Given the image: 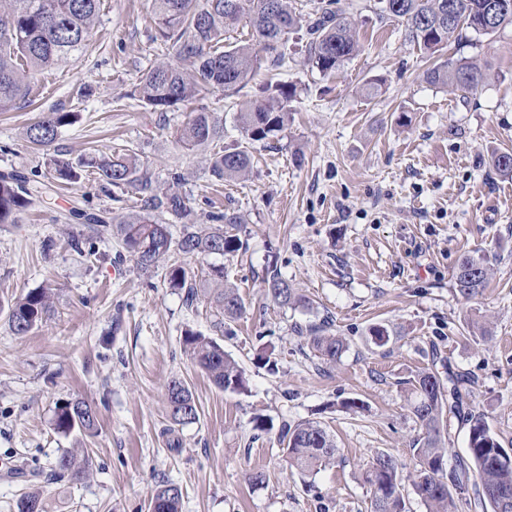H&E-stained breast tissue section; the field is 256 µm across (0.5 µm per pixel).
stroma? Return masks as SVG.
<instances>
[{"label":"stroma","instance_id":"obj_1","mask_svg":"<svg viewBox=\"0 0 512 512\" xmlns=\"http://www.w3.org/2000/svg\"><path fill=\"white\" fill-rule=\"evenodd\" d=\"M329 3L352 13L361 47L325 78L306 61L305 33L290 39L281 78L297 88L291 119L278 137L252 144L253 168L242 179L214 181L205 151L185 150L177 135L191 110H204L223 124L224 147H235L240 104L260 98L259 84L229 98L214 89L165 112L145 106L133 91L167 59L149 24L150 0H103L84 54L34 79L28 101L0 112V170L45 180L46 159L23 131L42 113L75 112L55 143L66 158L127 149L159 186L182 174L195 218L243 217L242 248L223 263L246 312L223 344L249 382L246 393L224 391L192 363L182 336L189 328L216 336V311L204 297L186 306L166 265L139 272L114 236L91 257L70 250L80 230L71 208L119 218L141 211L137 190H105L89 174L55 187L20 223L0 225V304L41 285L55 293L53 315L28 335H13L0 313V512H17L35 491L45 512H150L164 482L181 488L182 512H369L362 470L380 452L410 460L419 427L404 384L428 367L468 377V409L512 448V177L491 163L493 151L512 149V29L430 57L401 23L380 16L377 0ZM459 56L485 65L488 81L454 93L426 82L433 62ZM376 77L380 94L364 97ZM467 255L492 269L472 301L452 290ZM272 261L309 307L266 298ZM325 317L348 342L327 368L298 333ZM472 319L486 336L471 337ZM375 325L393 330L386 346L371 342ZM263 341L275 370L256 361ZM174 377L200 412L175 428L177 449L165 434ZM73 398L96 405L95 434L56 432L55 407ZM348 400L357 409H343ZM258 416L273 431L255 434ZM305 420L321 422L338 453L301 477L289 473L276 428ZM68 448L87 451L89 476L49 479ZM255 470L265 484L250 483Z\"/></svg>","mask_w":512,"mask_h":512}]
</instances>
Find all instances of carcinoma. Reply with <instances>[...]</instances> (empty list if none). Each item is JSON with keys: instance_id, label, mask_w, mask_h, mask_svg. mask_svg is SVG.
<instances>
[{"instance_id": "cac0c4a2", "label": "carcinoma", "mask_w": 512, "mask_h": 512, "mask_svg": "<svg viewBox=\"0 0 512 512\" xmlns=\"http://www.w3.org/2000/svg\"><path fill=\"white\" fill-rule=\"evenodd\" d=\"M103 0H0V112H7L29 92L28 82L60 63L81 55L98 18ZM383 16L404 25L406 37L433 55L451 42L460 43L465 30H474L472 20L493 4L498 21L487 35L512 27V0H379ZM150 21L176 63H160L140 81L139 98L154 110H166L193 100L213 88L233 96L241 92L264 70L286 65L291 35L306 29L307 61L323 77H330L358 50L353 18L343 11L324 6L316 9V19L303 24L292 0H151ZM247 33L231 39L239 26ZM427 81L449 92L473 90L489 79L488 69L466 58L435 64ZM262 101L246 106L237 115L242 136L252 142L278 136L288 126L290 104L296 88L286 82L270 86ZM75 112H49L27 126L25 138L48 156L54 178L65 183L81 179V167L92 168L103 187L133 186L144 195L145 212L114 221L108 213L72 211L89 233L71 235L70 248L80 256L93 255L92 237L118 236L144 274L160 264L168 265L173 288L185 290L188 305L206 296L215 305L224 325L240 318L246 309L238 289L224 280V266L212 264L202 279L188 278L183 259L203 260L218 255H234L241 246L238 235L242 218L236 213L211 212L206 224L190 219L186 198L176 189H162L141 169L135 155L113 152L75 164L50 153L61 129L76 122ZM224 135V128L210 112H197L181 129L179 142L189 151L212 143ZM492 164L512 176V152L492 155ZM208 165L217 181L236 180L251 167L250 151L243 148L217 151ZM43 198L40 187L11 169L0 171V224H16L20 215ZM183 224L177 242H172L168 222ZM490 276V267L480 257L465 256L452 280L456 295L477 298ZM263 283L268 297L282 307H307L306 298L275 265L266 267ZM53 309L52 289L39 286L28 290L7 306L6 321L16 336H25ZM305 339L322 363L332 366L348 349L341 336L324 321L305 327ZM184 350L213 384L230 392L248 390L244 370L224 351L216 339L192 330L185 331ZM464 379L425 368L418 372L407 393V407L421 430L413 448L412 475H404L407 464L389 453H378L362 474L370 491V512H407L404 496L406 478H412L415 493L427 512H455V498L468 486L475 487L484 512H512V454H508L480 414L464 411ZM168 416L175 425L199 420V409L188 385L177 378L166 385ZM468 426L467 457L448 468L447 447L451 442V419ZM55 429L64 434L75 430L92 435L97 430L98 411L83 399L63 401L56 407ZM287 466L301 475L318 472L335 459L338 448L331 434L316 421L279 428ZM88 462L64 450L56 458L55 472L72 481L87 476ZM182 492L163 484L155 492L151 512H181Z\"/></svg>"}]
</instances>
